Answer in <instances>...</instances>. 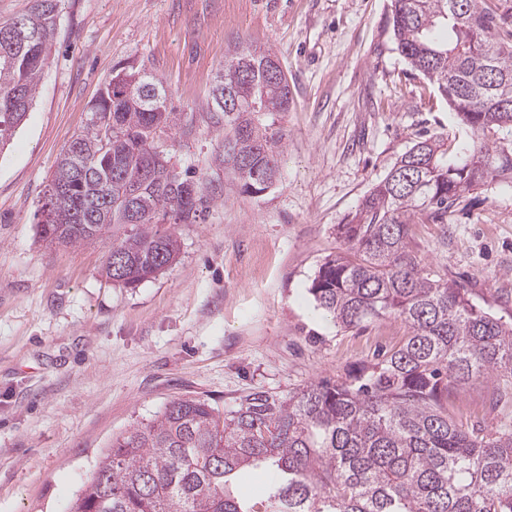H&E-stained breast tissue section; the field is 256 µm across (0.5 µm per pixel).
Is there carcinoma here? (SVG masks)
I'll return each instance as SVG.
<instances>
[{
  "label": "carcinoma",
  "instance_id": "cac0c4a2",
  "mask_svg": "<svg viewBox=\"0 0 512 512\" xmlns=\"http://www.w3.org/2000/svg\"><path fill=\"white\" fill-rule=\"evenodd\" d=\"M59 0H34L0 22V35L25 37L0 54V149L25 120L55 33ZM491 0H392L389 24L398 53L448 103L456 148L433 135L416 142L375 184L347 223L342 251L326 259L309 292L315 308L350 329L387 315L408 336L377 362L342 381L323 379L278 398L255 391L224 413L201 399H177L147 423L112 439L70 512H512V425L492 433L459 425L451 396L469 382L512 377V321L484 311L467 291L421 266L409 219L442 218L465 192L512 179V13ZM269 50L235 48L224 71L247 87L226 111L224 82L206 102L224 132L223 165L243 192L278 181V140L252 115L286 112L288 78L273 80ZM137 69L115 68L91 106L86 129L57 161L48 187L57 208L81 222H38L49 244L81 245L112 234L106 278L135 288L173 264L180 241L158 225L196 220L198 184L177 172L141 178L161 134L191 121L145 101L131 85ZM112 120V129L104 121ZM245 467L279 476L251 503L230 486Z\"/></svg>",
  "mask_w": 512,
  "mask_h": 512
}]
</instances>
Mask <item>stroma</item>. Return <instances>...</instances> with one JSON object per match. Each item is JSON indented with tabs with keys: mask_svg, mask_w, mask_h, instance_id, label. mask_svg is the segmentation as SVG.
Returning a JSON list of instances; mask_svg holds the SVG:
<instances>
[{
	"mask_svg": "<svg viewBox=\"0 0 512 512\" xmlns=\"http://www.w3.org/2000/svg\"><path fill=\"white\" fill-rule=\"evenodd\" d=\"M392 0H60L54 44L26 122L0 149V512H69L113 437L177 398L237 408L346 379L407 333L399 317L336 326L308 289L342 247L364 195L415 142L451 135L448 106L395 50ZM276 55L291 103L274 114L282 174L260 195L215 163L223 138L202 106L229 48ZM145 66L193 118L160 149L198 183L194 223L175 224L176 263L135 288L112 283L103 237L50 245L43 190L87 126L116 65ZM423 264L486 311L512 319V185L460 197L447 216H412ZM488 382L453 412L492 431Z\"/></svg>",
	"mask_w": 512,
	"mask_h": 512,
	"instance_id": "stroma-1",
	"label": "stroma"
}]
</instances>
